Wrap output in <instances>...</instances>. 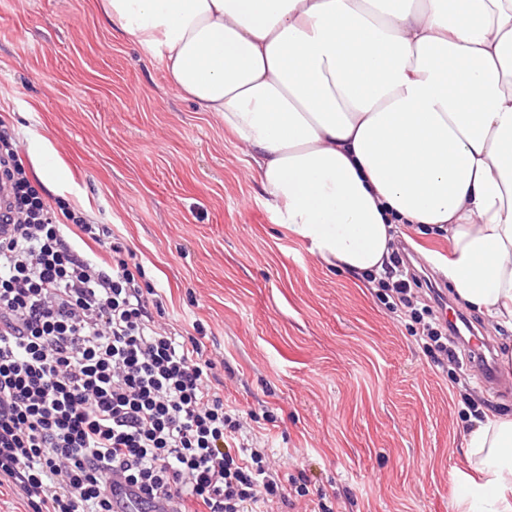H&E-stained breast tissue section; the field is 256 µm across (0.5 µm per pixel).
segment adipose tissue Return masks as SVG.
Wrapping results in <instances>:
<instances>
[{
	"label": "adipose tissue",
	"instance_id": "adipose-tissue-1",
	"mask_svg": "<svg viewBox=\"0 0 512 512\" xmlns=\"http://www.w3.org/2000/svg\"><path fill=\"white\" fill-rule=\"evenodd\" d=\"M220 117L279 225L381 273L397 224L448 238L457 302L512 330V0H103ZM461 512H512V414L475 422Z\"/></svg>",
	"mask_w": 512,
	"mask_h": 512
}]
</instances>
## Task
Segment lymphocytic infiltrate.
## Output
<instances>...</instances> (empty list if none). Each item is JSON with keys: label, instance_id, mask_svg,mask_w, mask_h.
<instances>
[{"label": "lymphocytic infiltrate", "instance_id": "obj_1", "mask_svg": "<svg viewBox=\"0 0 512 512\" xmlns=\"http://www.w3.org/2000/svg\"><path fill=\"white\" fill-rule=\"evenodd\" d=\"M0 486L27 512H335L303 474L274 467L246 419L212 383L202 336L163 324L159 289L108 225L34 185L14 131L0 121ZM397 251L377 282L409 315L422 349L463 367L460 332L442 322L437 289L413 290Z\"/></svg>", "mask_w": 512, "mask_h": 512}]
</instances>
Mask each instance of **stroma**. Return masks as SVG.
Masks as SVG:
<instances>
[{"label":"stroma","instance_id":"obj_1","mask_svg":"<svg viewBox=\"0 0 512 512\" xmlns=\"http://www.w3.org/2000/svg\"><path fill=\"white\" fill-rule=\"evenodd\" d=\"M0 119L29 175L51 159L44 195L113 225L174 326L202 324L225 397L290 472L338 512H458L465 435L512 414V375L493 397L473 367L460 390L410 319L277 226L251 156L100 0H0Z\"/></svg>","mask_w":512,"mask_h":512}]
</instances>
